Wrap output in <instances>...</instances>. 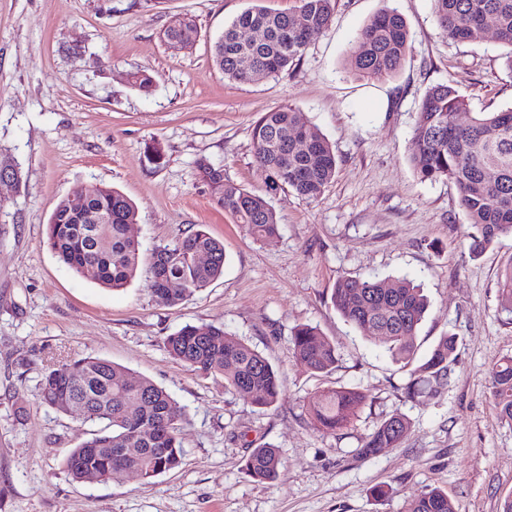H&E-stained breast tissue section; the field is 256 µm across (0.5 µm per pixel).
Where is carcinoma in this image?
Returning <instances> with one entry per match:
<instances>
[{
	"mask_svg": "<svg viewBox=\"0 0 512 512\" xmlns=\"http://www.w3.org/2000/svg\"><path fill=\"white\" fill-rule=\"evenodd\" d=\"M300 27L294 17L261 7L237 15L213 46V62L224 78L239 83L276 78L302 57L308 35L324 32L332 24L335 0H300ZM439 29L458 42L472 40L489 29L512 48V0H433ZM194 28L183 19L164 32L167 44L187 47L182 31ZM253 32L243 42L242 30ZM410 31L394 9H385L362 27L347 65L356 74L382 80L403 66ZM466 111L458 92L435 85L424 94L413 127L414 149L410 163L422 181L444 179L457 191L468 224L465 238L469 253L477 257L500 238L512 236V107L499 112H479L464 123L457 114ZM255 162L266 172L265 190L248 191L231 183L224 165L209 159L196 163L197 175L212 201L255 240L275 236L279 224L271 195L288 188L308 202L317 200L336 175L337 158L321 131L302 113L282 107L264 113L252 128ZM98 222H92V219ZM136 205L106 186H81L55 206L45 230V243L58 260L76 275L91 268L95 279L114 291L126 288L139 274L142 263L156 301L174 307L207 288L224 274V242L202 228L152 249L142 258L141 244L129 234L137 223ZM499 307L512 321V257L498 274ZM336 311L358 329L369 333L392 358L409 368L405 398L434 400L448 390L451 366L457 358V338L444 335L429 355L417 362L416 338L429 302L411 280L389 285L360 277L336 281L330 296ZM175 360L205 376H220L224 388L242 393L262 409L276 405L281 395L277 369L258 350L232 336L222 326L185 325L165 339ZM290 351L313 375L336 368V343L311 325H299L291 336ZM491 395L502 420L512 425V357L503 358L493 373ZM42 404L70 415L79 411L83 421L100 425L91 437L67 456L65 468L82 483L115 481L129 469L145 479L178 468L184 451L179 427L171 418L170 394L150 379L111 361L86 356L46 369L38 385ZM368 396L356 388L321 391L308 404L314 427L334 435L350 422ZM134 406L130 417L125 406ZM410 428L403 413L385 419L362 439L361 457L376 456L395 448ZM125 448H137L129 455ZM248 475L259 483L280 477L284 460L272 445L252 448L243 459ZM404 512H456L448 493L423 491L407 499Z\"/></svg>",
	"mask_w": 512,
	"mask_h": 512,
	"instance_id": "cac0c4a2",
	"label": "carcinoma"
}]
</instances>
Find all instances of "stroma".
Returning <instances> with one entry per match:
<instances>
[{
	"mask_svg": "<svg viewBox=\"0 0 512 512\" xmlns=\"http://www.w3.org/2000/svg\"><path fill=\"white\" fill-rule=\"evenodd\" d=\"M298 14L299 0H0V152L27 178L0 188V512H402L422 491H447L456 512H500L512 494V426L491 398L497 363L512 356V324L498 311L497 272L512 237L481 257L464 244L467 219L454 187L424 182L409 156L421 99L454 87L471 112L512 107L507 50L492 33L466 43L437 27L433 0H335L328 30L313 34L295 67L253 83L225 80L212 45L252 6ZM396 9L410 51L392 78L373 81L345 65L359 30ZM196 23L187 49L164 30ZM152 75L150 92L134 86ZM289 105L332 145L334 181L314 202L284 190L271 204L276 236L253 240L217 207L195 162H222L248 190L265 187L251 129ZM159 147L160 164L148 159ZM105 185L132 200L143 253L198 226L223 241L224 274L174 307L156 302L146 275L120 291L68 271L44 245L56 204L80 186ZM344 276L421 284L429 308L418 353L439 336L458 341L447 393L408 401V373L330 302ZM224 326L279 371L268 410L173 359L167 336L185 325ZM309 324L338 347L334 370L316 377L289 353L292 330ZM99 356L145 376L173 398L183 465L145 479L74 482L63 461L91 424L40 403L45 368ZM356 387L367 403L341 431H316L315 392ZM411 427L400 445L357 456L362 437L394 412ZM270 443L285 468L271 483L243 467ZM386 497H377V488Z\"/></svg>",
	"mask_w": 512,
	"mask_h": 512,
	"instance_id": "obj_1",
	"label": "stroma"
}]
</instances>
